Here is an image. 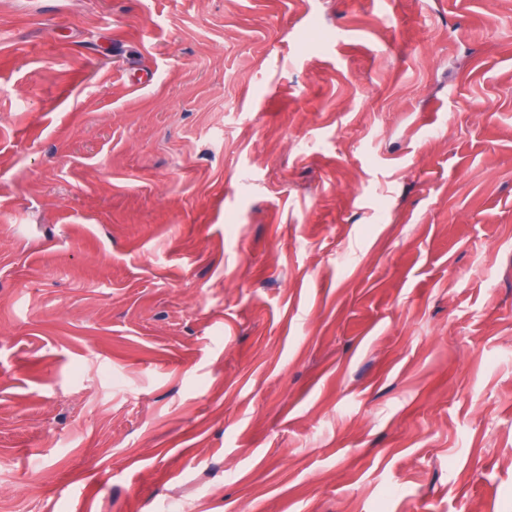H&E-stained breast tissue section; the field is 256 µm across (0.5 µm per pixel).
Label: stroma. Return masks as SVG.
<instances>
[{"label": "stroma", "mask_w": 512, "mask_h": 512, "mask_svg": "<svg viewBox=\"0 0 512 512\" xmlns=\"http://www.w3.org/2000/svg\"><path fill=\"white\" fill-rule=\"evenodd\" d=\"M512 512V0H0V512Z\"/></svg>", "instance_id": "35a3bbf8"}]
</instances>
